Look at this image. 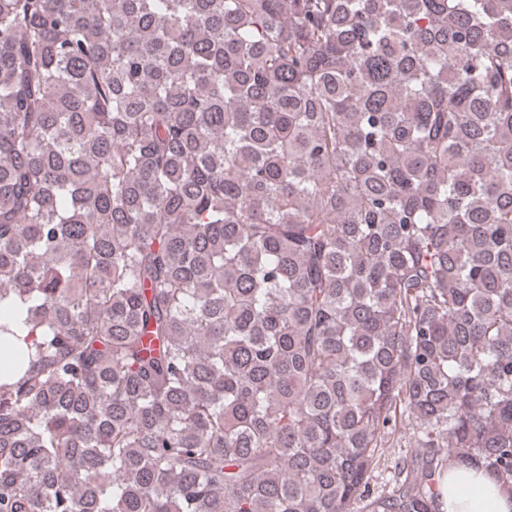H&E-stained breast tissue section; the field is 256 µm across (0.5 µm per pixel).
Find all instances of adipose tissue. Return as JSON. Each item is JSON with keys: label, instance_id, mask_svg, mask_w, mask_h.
Returning a JSON list of instances; mask_svg holds the SVG:
<instances>
[{"label": "adipose tissue", "instance_id": "adipose-tissue-1", "mask_svg": "<svg viewBox=\"0 0 512 512\" xmlns=\"http://www.w3.org/2000/svg\"><path fill=\"white\" fill-rule=\"evenodd\" d=\"M438 487L443 512H512V497L480 466H450Z\"/></svg>", "mask_w": 512, "mask_h": 512}]
</instances>
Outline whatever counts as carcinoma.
I'll return each mask as SVG.
<instances>
[{"label": "carcinoma", "mask_w": 512, "mask_h": 512, "mask_svg": "<svg viewBox=\"0 0 512 512\" xmlns=\"http://www.w3.org/2000/svg\"><path fill=\"white\" fill-rule=\"evenodd\" d=\"M453 459L512 493V0H0V512ZM418 446V434L413 425H406L397 430L394 437L386 448H381V457L376 469L373 471L369 490L373 496L382 494L390 490L396 480L399 482L404 479L406 470L399 474L404 459L410 460L411 456L416 454Z\"/></svg>", "instance_id": "carcinoma-1"}]
</instances>
